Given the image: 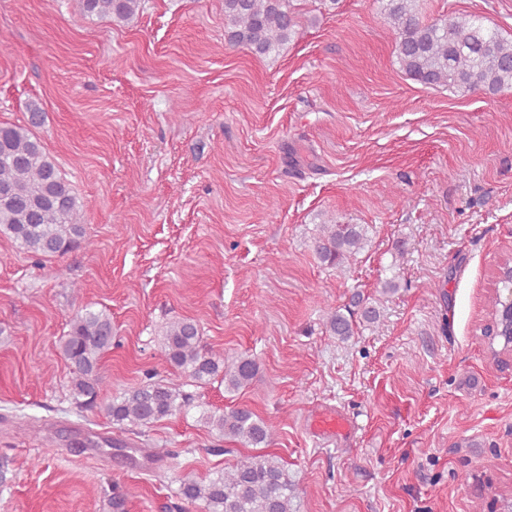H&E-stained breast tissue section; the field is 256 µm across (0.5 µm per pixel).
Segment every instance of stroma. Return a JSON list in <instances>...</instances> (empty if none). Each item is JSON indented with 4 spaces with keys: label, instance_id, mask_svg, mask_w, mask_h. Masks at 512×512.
<instances>
[{
    "label": "stroma",
    "instance_id": "stroma-1",
    "mask_svg": "<svg viewBox=\"0 0 512 512\" xmlns=\"http://www.w3.org/2000/svg\"><path fill=\"white\" fill-rule=\"evenodd\" d=\"M512 40V0H419ZM266 57L224 38V0H145L131 22L82 0H0V123L36 135L71 181L94 244L34 257L0 235V512H174L179 478L248 449L202 410L275 424L257 454L297 512H490L512 503V368L489 355L495 265L512 253V89L456 94L405 75L382 0H293ZM325 224H360L344 266ZM396 291H385L387 281ZM379 312L340 340L328 308ZM112 315L105 397L169 380L164 333L195 319L208 349L253 355L236 393L139 436L77 407L60 339L84 306ZM351 429L317 437L313 420ZM315 251L323 263L340 265L356 255L365 244V229L359 224H326Z\"/></svg>",
    "mask_w": 512,
    "mask_h": 512
}]
</instances>
